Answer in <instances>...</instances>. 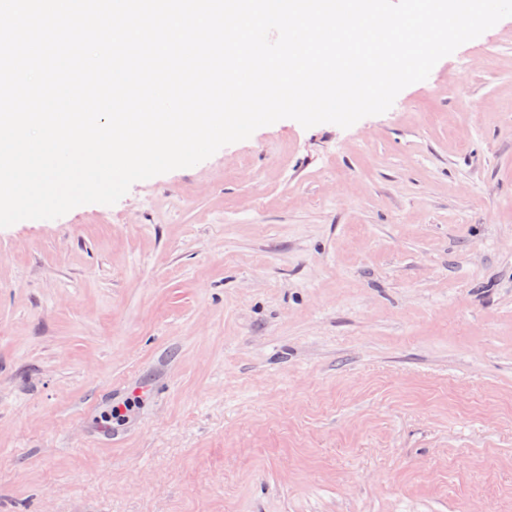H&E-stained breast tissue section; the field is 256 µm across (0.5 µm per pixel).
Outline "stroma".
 <instances>
[{
  "label": "stroma",
  "instance_id": "35a3bbf8",
  "mask_svg": "<svg viewBox=\"0 0 512 512\" xmlns=\"http://www.w3.org/2000/svg\"><path fill=\"white\" fill-rule=\"evenodd\" d=\"M0 512H512V18L0 228Z\"/></svg>",
  "mask_w": 512,
  "mask_h": 512
}]
</instances>
